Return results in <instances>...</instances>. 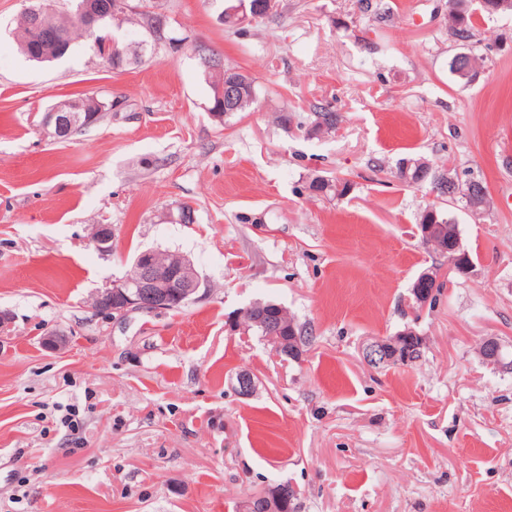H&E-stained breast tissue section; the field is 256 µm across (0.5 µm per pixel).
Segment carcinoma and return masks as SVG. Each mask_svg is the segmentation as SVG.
<instances>
[{"label": "carcinoma", "mask_w": 512, "mask_h": 512, "mask_svg": "<svg viewBox=\"0 0 512 512\" xmlns=\"http://www.w3.org/2000/svg\"><path fill=\"white\" fill-rule=\"evenodd\" d=\"M84 0H53L52 9L43 15L46 30L37 31L25 13L21 14L18 22V39L24 55L31 61L52 62L69 55L79 39L87 41V48L94 57L100 58L104 64L112 69L119 68L127 58L128 46L123 43H116L112 47V55L109 58H101L98 54L97 44L100 39L114 32L125 23H135L143 26L145 16L155 10L162 9L159 0H138L136 19H131L125 13L120 17L103 13L98 21L95 32L91 33L85 29L80 21L79 8ZM474 15L467 10L448 14V33L456 41L467 40L475 42ZM144 39L139 42L140 54L138 57L154 58L165 50L163 46H156L155 39L148 31H143ZM480 57L472 54L468 57L457 59L451 58L448 62L449 70L457 80L463 84H469L478 74ZM206 80L211 89L209 111L220 113L224 116L234 115L238 112H248L258 103V91L254 78L244 73L237 67L225 65L220 71L204 70ZM236 79L239 81L241 93L237 103L231 107L224 106L216 96V87L224 81ZM276 120L278 124L286 129L292 125L310 136H322L336 133L341 124V116L328 106H315L302 120H296V115L288 110L278 113ZM421 160L419 156H406L398 160L396 173L406 184L416 188H428L434 192L439 204L426 209L421 214L419 225L420 234H425L428 226H434V231L453 227L459 231V224L452 208L461 201L471 211L478 213L484 209L481 199L477 196L466 197L462 195L465 191L464 183L448 181L447 171L437 169L429 164L417 165ZM351 188L347 180L332 181L323 176H315L308 183V190L315 195H333L342 197ZM263 316L262 323H256L252 317L245 316L242 323L247 325L254 332L265 338L273 333L278 336L279 343L283 349H288L296 344L305 348L310 345L313 336L309 328L298 322L288 310L278 303L272 301L263 302L259 311Z\"/></svg>", "instance_id": "cac0c4a2"}]
</instances>
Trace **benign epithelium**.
<instances>
[{
  "label": "benign epithelium",
  "mask_w": 512,
  "mask_h": 512,
  "mask_svg": "<svg viewBox=\"0 0 512 512\" xmlns=\"http://www.w3.org/2000/svg\"><path fill=\"white\" fill-rule=\"evenodd\" d=\"M98 120L99 115L75 112L64 103L46 113L42 125L50 137L60 141L73 129L89 127ZM437 281L439 275L429 269L414 281V292L422 306H427L433 296L428 285ZM204 287L201 276L188 258L178 256L171 263L162 265L157 252L147 250L136 257L124 276L98 291L95 309L114 318L133 311H167L176 305L191 303ZM416 335V330L407 327L388 339L369 344L370 359L377 365H406L405 340ZM501 351L502 345L495 337L483 339L478 347L479 357L493 365L501 364Z\"/></svg>",
  "instance_id": "obj_1"
}]
</instances>
